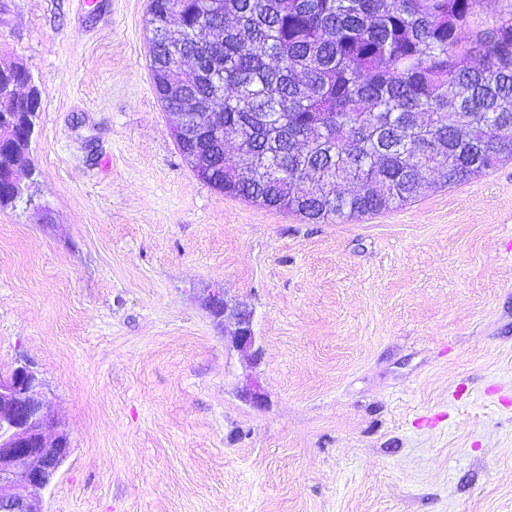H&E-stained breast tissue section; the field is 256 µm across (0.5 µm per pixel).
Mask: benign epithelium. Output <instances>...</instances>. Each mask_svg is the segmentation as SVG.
I'll return each mask as SVG.
<instances>
[{
    "label": "benign epithelium",
    "instance_id": "benign-epithelium-1",
    "mask_svg": "<svg viewBox=\"0 0 512 512\" xmlns=\"http://www.w3.org/2000/svg\"><path fill=\"white\" fill-rule=\"evenodd\" d=\"M8 75L7 69L0 70V136L10 132L7 124L15 112L9 104L20 96L18 83ZM170 117L171 133L179 142L185 138L189 113L173 112ZM182 154L200 181H213L212 168L198 149H185ZM20 167L22 163L14 157L0 167V191L15 198L28 193L16 177ZM235 319V347L242 352L253 350V312L240 310ZM70 453V434L49 408L39 373L26 362L0 373V512H43L40 493Z\"/></svg>",
    "mask_w": 512,
    "mask_h": 512
}]
</instances>
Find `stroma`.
Here are the masks:
<instances>
[{"label": "stroma", "instance_id": "stroma-1", "mask_svg": "<svg viewBox=\"0 0 512 512\" xmlns=\"http://www.w3.org/2000/svg\"><path fill=\"white\" fill-rule=\"evenodd\" d=\"M148 6L0 0V64L43 90L0 372L70 434L45 512H512V159L346 223L226 195L171 134ZM182 154L200 181L206 184L213 181L212 168L209 166L208 160L201 155L197 148L183 149ZM236 319L235 347L242 352L253 350L256 343V336L253 330V312L240 310L234 313Z\"/></svg>", "mask_w": 512, "mask_h": 512}]
</instances>
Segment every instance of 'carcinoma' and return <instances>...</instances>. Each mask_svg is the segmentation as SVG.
<instances>
[{
    "label": "carcinoma",
    "mask_w": 512,
    "mask_h": 512,
    "mask_svg": "<svg viewBox=\"0 0 512 512\" xmlns=\"http://www.w3.org/2000/svg\"><path fill=\"white\" fill-rule=\"evenodd\" d=\"M150 0L154 75L224 112L217 190L312 223L404 206L512 158V22L461 46L477 0ZM354 183L358 190L345 192Z\"/></svg>",
    "instance_id": "cac0c4a2"
}]
</instances>
